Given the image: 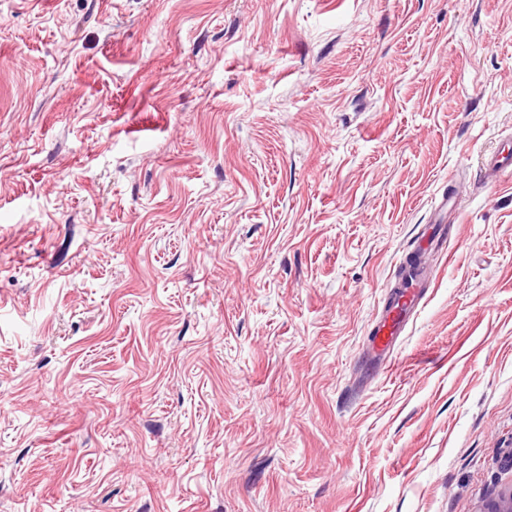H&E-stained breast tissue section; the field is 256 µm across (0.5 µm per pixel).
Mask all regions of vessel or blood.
<instances>
[{"mask_svg": "<svg viewBox=\"0 0 512 512\" xmlns=\"http://www.w3.org/2000/svg\"><path fill=\"white\" fill-rule=\"evenodd\" d=\"M432 270L428 262L401 268L394 283L393 302L384 305L371 330V349L379 370L389 371L394 364V346L411 319L418 313L424 289Z\"/></svg>", "mask_w": 512, "mask_h": 512, "instance_id": "1", "label": "vessel or blood"}]
</instances>
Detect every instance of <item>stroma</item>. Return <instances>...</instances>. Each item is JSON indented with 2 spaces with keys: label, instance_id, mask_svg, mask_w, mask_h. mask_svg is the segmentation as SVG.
I'll return each mask as SVG.
<instances>
[{
  "label": "stroma",
  "instance_id": "35a3bbf8",
  "mask_svg": "<svg viewBox=\"0 0 512 512\" xmlns=\"http://www.w3.org/2000/svg\"><path fill=\"white\" fill-rule=\"evenodd\" d=\"M506 142L512 0H0V512H481ZM488 178L498 180L501 176L510 175L512 172V151L507 145L499 155L490 158L485 168ZM418 258L412 267L408 261L402 263V268L396 275L395 283L390 287L393 302L385 303L380 317L373 326L371 334V349L379 370L388 372L394 364V346L411 319L418 313L420 303L425 295L422 288H429L432 269L427 260ZM404 266V267H403ZM398 289L395 295L394 291Z\"/></svg>",
  "mask_w": 512,
  "mask_h": 512
}]
</instances>
